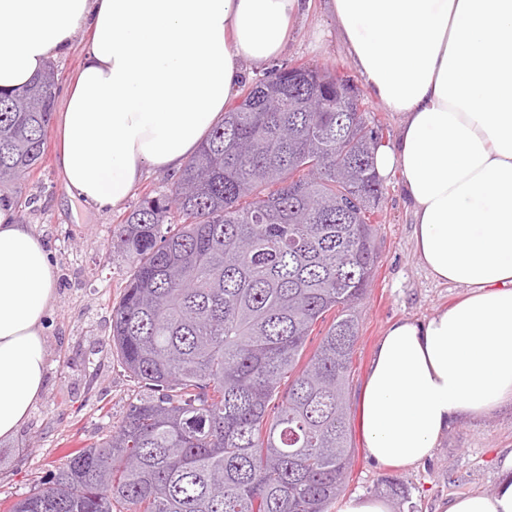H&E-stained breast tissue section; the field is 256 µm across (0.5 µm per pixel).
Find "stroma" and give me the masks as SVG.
I'll return each instance as SVG.
<instances>
[{
  "label": "stroma",
  "instance_id": "1",
  "mask_svg": "<svg viewBox=\"0 0 512 512\" xmlns=\"http://www.w3.org/2000/svg\"><path fill=\"white\" fill-rule=\"evenodd\" d=\"M281 60L357 74L335 25L317 6L297 19ZM58 147V128L49 126L44 162L23 190L31 200L24 221L42 235L56 269V299L46 323L47 387L18 435L0 443V512L58 465L65 446L97 442L147 393L124 370L112 343V309L130 274L126 255L113 246V231L125 209L151 190H165L175 176L146 169L124 209L99 211L71 203L56 163ZM462 294V288L435 280L418 261L400 176H387L379 204L377 271L359 307L350 374L354 408L387 327L399 319L429 318ZM350 438L345 496L382 497L392 512H435L448 495L494 492L503 454L512 449V406L454 423L433 455L412 466L375 464L364 448L356 411L350 415ZM389 477L407 486L408 500L392 495L385 484Z\"/></svg>",
  "mask_w": 512,
  "mask_h": 512
}]
</instances>
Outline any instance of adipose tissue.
Wrapping results in <instances>:
<instances>
[{"instance_id": "ef3b65f1", "label": "adipose tissue", "mask_w": 512, "mask_h": 512, "mask_svg": "<svg viewBox=\"0 0 512 512\" xmlns=\"http://www.w3.org/2000/svg\"><path fill=\"white\" fill-rule=\"evenodd\" d=\"M304 0H0V88L22 86L89 30L63 100L69 198L120 208L146 168L181 169L245 78L269 70ZM364 87L400 118L375 155L399 172L418 260L464 296L390 324L361 398L372 461L429 458L457 420L512 404V0H324ZM47 247L0 203V442L47 385L55 296ZM439 512H512V450L494 494Z\"/></svg>"}]
</instances>
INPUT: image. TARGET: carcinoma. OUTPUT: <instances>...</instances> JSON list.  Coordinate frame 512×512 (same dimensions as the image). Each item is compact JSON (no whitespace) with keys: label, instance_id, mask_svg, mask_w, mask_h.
Returning <instances> with one entry per match:
<instances>
[{"label":"carcinoma","instance_id":"cac0c4a2","mask_svg":"<svg viewBox=\"0 0 512 512\" xmlns=\"http://www.w3.org/2000/svg\"><path fill=\"white\" fill-rule=\"evenodd\" d=\"M57 90L50 63L0 91V202L18 222ZM353 92L325 67L274 69L168 191L121 220L131 271L112 342L150 394L7 512H329L351 459L356 308L375 277L382 189V139Z\"/></svg>","mask_w":512,"mask_h":512}]
</instances>
